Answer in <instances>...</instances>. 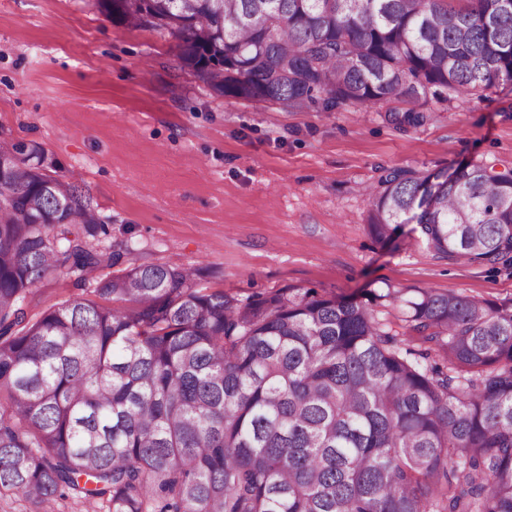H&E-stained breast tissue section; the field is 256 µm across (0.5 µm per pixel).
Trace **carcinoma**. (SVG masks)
Segmentation results:
<instances>
[{
	"label": "carcinoma",
	"instance_id": "cac0c4a2",
	"mask_svg": "<svg viewBox=\"0 0 512 512\" xmlns=\"http://www.w3.org/2000/svg\"><path fill=\"white\" fill-rule=\"evenodd\" d=\"M179 40L213 92L294 107L512 83V0H98ZM324 93L320 100L316 94ZM36 143H0V497L101 512H512V305L423 290L245 299L195 272L127 267L87 237L78 187ZM386 242L512 266V169L398 168L369 189ZM63 274L86 295L28 317ZM398 306L407 346L378 308ZM434 353L441 362H430Z\"/></svg>",
	"mask_w": 512,
	"mask_h": 512
}]
</instances>
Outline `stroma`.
Instances as JSON below:
<instances>
[{
  "instance_id": "obj_1",
  "label": "stroma",
  "mask_w": 512,
  "mask_h": 512,
  "mask_svg": "<svg viewBox=\"0 0 512 512\" xmlns=\"http://www.w3.org/2000/svg\"><path fill=\"white\" fill-rule=\"evenodd\" d=\"M178 41L112 23L97 0H0V142L40 143L44 171L75 183L119 268L195 270L198 287L243 299L286 288L339 298L436 289L512 303V268L450 258L402 232L376 242L366 187L385 170L512 162V84L429 96L426 122L398 128L406 103L332 109L216 95L178 59ZM43 279L36 317L80 296Z\"/></svg>"
}]
</instances>
